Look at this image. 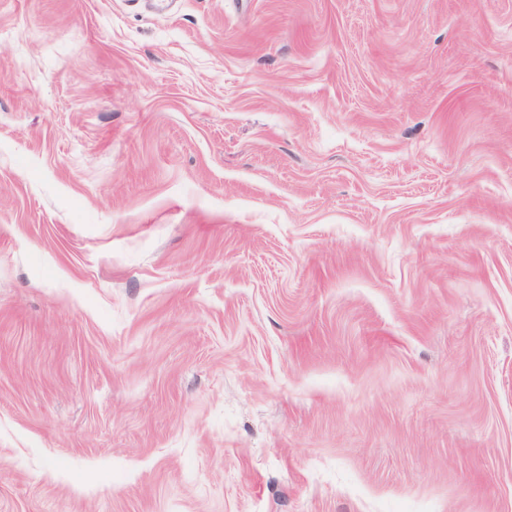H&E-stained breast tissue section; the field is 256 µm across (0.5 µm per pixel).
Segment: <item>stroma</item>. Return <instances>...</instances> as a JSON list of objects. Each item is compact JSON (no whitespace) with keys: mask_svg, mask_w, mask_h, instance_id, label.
<instances>
[{"mask_svg":"<svg viewBox=\"0 0 512 512\" xmlns=\"http://www.w3.org/2000/svg\"><path fill=\"white\" fill-rule=\"evenodd\" d=\"M0 512H512V0H0Z\"/></svg>","mask_w":512,"mask_h":512,"instance_id":"1","label":"stroma"}]
</instances>
